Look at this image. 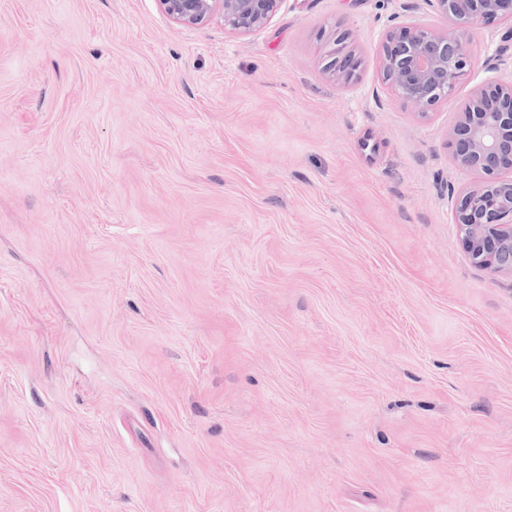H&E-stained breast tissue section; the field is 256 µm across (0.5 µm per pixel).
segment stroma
<instances>
[{
  "label": "stroma",
  "instance_id": "1",
  "mask_svg": "<svg viewBox=\"0 0 512 512\" xmlns=\"http://www.w3.org/2000/svg\"><path fill=\"white\" fill-rule=\"evenodd\" d=\"M398 18L446 23L0 0V512H512V275L471 265L446 146L512 22L422 119ZM160 9L175 23L193 28L221 19L224 26L241 33L265 25L282 0H157ZM330 61L327 69L331 75L344 83L351 82L358 68L355 49L348 44L345 35H338L329 51Z\"/></svg>",
  "mask_w": 512,
  "mask_h": 512
}]
</instances>
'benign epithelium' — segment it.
I'll return each mask as SVG.
<instances>
[{"instance_id":"1","label":"benign epithelium","mask_w":512,"mask_h":512,"mask_svg":"<svg viewBox=\"0 0 512 512\" xmlns=\"http://www.w3.org/2000/svg\"><path fill=\"white\" fill-rule=\"evenodd\" d=\"M282 0H158L175 23L193 28L213 19L241 33L265 25ZM448 24L427 26L400 21L389 27L382 46L385 83L401 100L429 109L449 99L472 66L470 28L509 19L512 0H427ZM327 69L345 83L358 68L355 49L340 34L329 51ZM453 159L482 180L457 193L452 209L471 264L489 274L512 275V81L478 86L447 134Z\"/></svg>"}]
</instances>
